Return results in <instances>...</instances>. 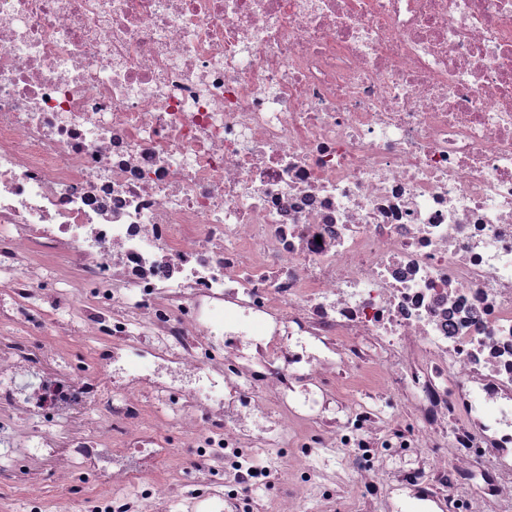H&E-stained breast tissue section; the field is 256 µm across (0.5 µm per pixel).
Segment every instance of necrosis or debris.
Masks as SVG:
<instances>
[{"label": "necrosis or debris", "instance_id": "necrosis-or-debris-1", "mask_svg": "<svg viewBox=\"0 0 512 512\" xmlns=\"http://www.w3.org/2000/svg\"><path fill=\"white\" fill-rule=\"evenodd\" d=\"M19 486L512 512V0H0Z\"/></svg>", "mask_w": 512, "mask_h": 512}]
</instances>
